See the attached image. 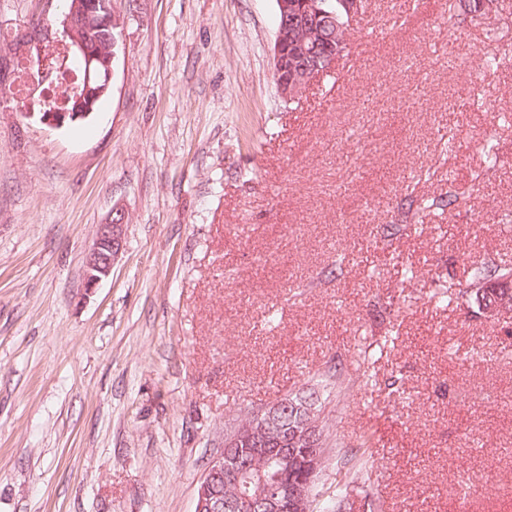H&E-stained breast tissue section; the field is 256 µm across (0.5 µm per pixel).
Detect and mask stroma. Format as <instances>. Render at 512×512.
Masks as SVG:
<instances>
[{"label": "stroma", "instance_id": "obj_1", "mask_svg": "<svg viewBox=\"0 0 512 512\" xmlns=\"http://www.w3.org/2000/svg\"><path fill=\"white\" fill-rule=\"evenodd\" d=\"M403 2L366 0L358 67L287 101L275 0H113L112 91L51 128L11 93L14 42L64 5L0 0V512H194L225 434L309 391L344 447L377 439L352 512L369 491L385 512H512V312L429 301L467 289L464 258L512 257V62L482 60L512 55V15L490 42L469 14L442 25V0L390 28ZM449 192L463 205L417 230L410 202ZM116 209L124 249L87 289ZM363 338L386 343L379 381L340 389L330 362L354 379Z\"/></svg>", "mask_w": 512, "mask_h": 512}]
</instances>
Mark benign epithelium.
I'll list each match as a JSON object with an SVG mask.
<instances>
[{"label":"benign epithelium","instance_id":"obj_1","mask_svg":"<svg viewBox=\"0 0 512 512\" xmlns=\"http://www.w3.org/2000/svg\"><path fill=\"white\" fill-rule=\"evenodd\" d=\"M281 23L276 32L273 49L274 75L279 94L291 99L299 96L313 78L324 74L344 52V43L333 44L334 36L324 32L325 14L318 0H276ZM64 35L70 40L69 51L84 62V79L80 86H68L73 95L70 112H44L42 121L52 127L68 119H84L92 113V103L100 93L112 88L117 54L113 52L117 37L122 35L124 20L112 5V0H71L59 21ZM126 215L112 211L109 220L98 225L93 247L86 260V285L93 289L112 273V265L124 249ZM293 443L311 452L309 475L319 467L314 435L309 431H295ZM245 455L221 454L206 468L196 497L195 512H286L302 510L306 506L307 490L287 495L277 481L264 478L255 482L254 493L224 499L221 484H240L244 472Z\"/></svg>","mask_w":512,"mask_h":512}]
</instances>
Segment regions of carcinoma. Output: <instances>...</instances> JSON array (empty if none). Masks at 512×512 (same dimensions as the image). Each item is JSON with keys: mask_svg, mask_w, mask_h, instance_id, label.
<instances>
[{"mask_svg": "<svg viewBox=\"0 0 512 512\" xmlns=\"http://www.w3.org/2000/svg\"><path fill=\"white\" fill-rule=\"evenodd\" d=\"M468 2L469 12L474 17L487 21L485 35L493 39L498 35L497 20L503 11L502 0H444L441 13L443 24L451 25L457 16L458 3ZM320 7L328 14L333 15L336 24L330 25V31L341 38L349 30L347 10L342 0H318ZM459 205V197L449 195L447 198H433L421 200L416 215L425 220L434 208H455ZM464 273L469 281V288L465 291L456 290L453 282L436 288L430 299L442 306L460 305L464 296H469L477 304L476 314L486 319L497 318L503 312L512 311V288H503L501 284L512 279V265L495 260L477 258L466 259ZM358 380L363 386H368L374 374L373 353L366 347L358 348ZM295 405L282 412L272 422L260 419L256 412H251L236 427L241 435L240 447L253 448L255 453L248 461V475L250 478L264 476L268 479H279L295 488L307 481V468L305 457L290 454L288 459L280 458L278 449L289 447L288 433L294 429L303 430L309 422L314 424L319 445L322 448V458L319 469H324L330 450L333 448V431L327 420L322 417L321 403L314 392L300 397L293 396ZM373 436L365 435L356 448H351L346 454L336 453V469L333 482L330 486L320 483V476L309 486V512H349V500L342 496V490L358 481L368 480V464L373 455L369 453L372 448Z\"/></svg>", "mask_w": 512, "mask_h": 512, "instance_id": "1", "label": "carcinoma"}]
</instances>
